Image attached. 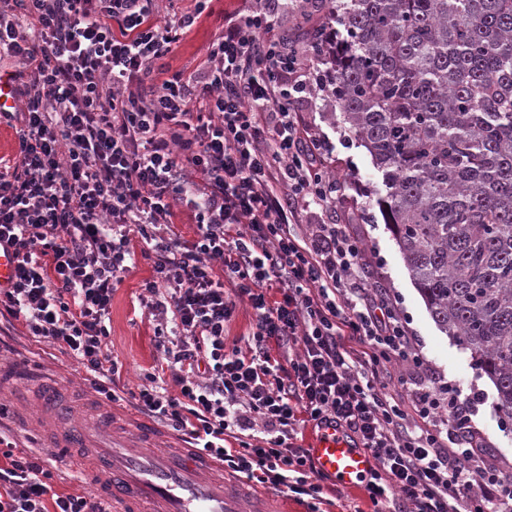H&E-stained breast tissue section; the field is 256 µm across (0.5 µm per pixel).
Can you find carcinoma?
Listing matches in <instances>:
<instances>
[{"label":"carcinoma","instance_id":"obj_1","mask_svg":"<svg viewBox=\"0 0 512 512\" xmlns=\"http://www.w3.org/2000/svg\"><path fill=\"white\" fill-rule=\"evenodd\" d=\"M332 96L427 309L512 425V0H323Z\"/></svg>","mask_w":512,"mask_h":512}]
</instances>
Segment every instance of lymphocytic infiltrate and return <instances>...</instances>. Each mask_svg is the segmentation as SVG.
Here are the masks:
<instances>
[{"mask_svg":"<svg viewBox=\"0 0 512 512\" xmlns=\"http://www.w3.org/2000/svg\"><path fill=\"white\" fill-rule=\"evenodd\" d=\"M194 2L0 0L17 100L4 118L19 145L0 171V247L15 260L0 314L24 319L116 401L122 366L105 321L144 256L166 365L130 398L193 452L315 499L322 475L296 426H334L375 461L376 512H512V467L490 458L456 385L444 401L416 394L407 411L391 393L388 364L423 360L391 299L370 295L363 241L343 224L295 231L299 212L328 209L346 189L328 137L292 107L324 90L335 30L322 46L288 47L281 13L312 12L313 0H250L225 14L195 72L168 73L164 59L206 9ZM183 207L197 224L189 240L175 229ZM241 299L254 324L230 347ZM52 480L47 460L0 436V512H101L95 496L57 493Z\"/></svg>","mask_w":512,"mask_h":512,"instance_id":"f902f5d3","label":"lymphocytic infiltrate"}]
</instances>
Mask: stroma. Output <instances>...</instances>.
<instances>
[{"instance_id":"obj_1","label":"stroma","mask_w":512,"mask_h":512,"mask_svg":"<svg viewBox=\"0 0 512 512\" xmlns=\"http://www.w3.org/2000/svg\"><path fill=\"white\" fill-rule=\"evenodd\" d=\"M240 6V0H210L206 14L183 37L177 55L170 59L171 70L193 71L219 33V17ZM294 109L335 142L332 169L348 184L345 198L335 208L323 214H301L299 232H306L312 223L336 222L348 225L350 231L362 239L366 247L363 275L396 300L406 315L414 346L425 360L427 376L452 382L463 395L474 398V420L485 436L490 457L512 464V430L500 427L495 387L486 375L475 369L469 352L457 346L432 320L375 204V192L381 189L382 178L370 154L342 124L339 110L330 96L319 97L312 105L297 103ZM151 275L150 260L137 258L134 268L124 275L112 293L109 350L123 363L122 381L126 389L132 391L143 385L144 373L155 365L160 356L154 337L156 323L140 304L142 286ZM0 356L7 359L21 356L56 373L63 387L77 397L93 391L91 378L80 365L59 347L37 341L24 322L0 318ZM0 402L10 409L7 425L17 448L34 451L50 459L59 458L53 480L57 492L94 493L95 486L85 470L70 464L68 449L46 446L47 430L40 420V410L31 386L0 389Z\"/></svg>"}]
</instances>
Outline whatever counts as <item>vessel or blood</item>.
Listing matches in <instances>:
<instances>
[{"label": "vessel or blood", "mask_w": 512, "mask_h": 512, "mask_svg": "<svg viewBox=\"0 0 512 512\" xmlns=\"http://www.w3.org/2000/svg\"><path fill=\"white\" fill-rule=\"evenodd\" d=\"M31 378L42 386L40 411L53 426L49 445L88 448L89 471L102 501L118 503L125 512H273L264 492L248 494L226 481L208 456L166 451L151 418L139 419L131 431L117 421L88 426L65 422L61 416L67 408L58 398L56 375L35 371ZM309 452L316 470L334 476L346 489L360 488L375 466L373 458L337 428L320 429Z\"/></svg>", "instance_id": "b4317fda"}]
</instances>
